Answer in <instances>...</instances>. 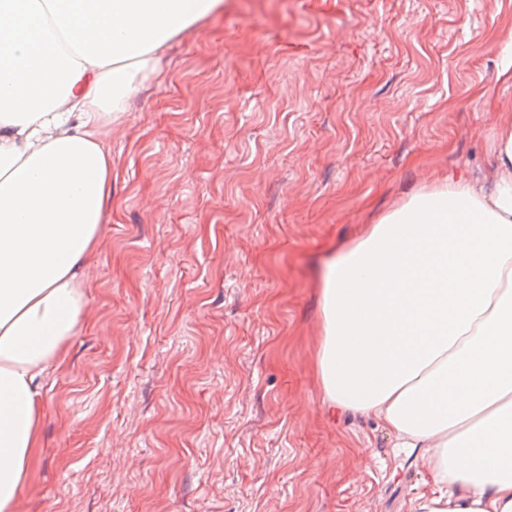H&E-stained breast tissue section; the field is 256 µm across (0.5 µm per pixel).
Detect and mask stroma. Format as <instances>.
I'll return each mask as SVG.
<instances>
[{
	"label": "stroma",
	"instance_id": "1",
	"mask_svg": "<svg viewBox=\"0 0 512 512\" xmlns=\"http://www.w3.org/2000/svg\"><path fill=\"white\" fill-rule=\"evenodd\" d=\"M511 40L512 0H224L176 38L106 134L112 222L14 512H408L420 460L322 412L320 269L490 179Z\"/></svg>",
	"mask_w": 512,
	"mask_h": 512
}]
</instances>
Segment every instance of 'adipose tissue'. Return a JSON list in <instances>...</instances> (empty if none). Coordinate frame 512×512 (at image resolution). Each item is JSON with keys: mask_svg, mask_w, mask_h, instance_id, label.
<instances>
[{"mask_svg": "<svg viewBox=\"0 0 512 512\" xmlns=\"http://www.w3.org/2000/svg\"><path fill=\"white\" fill-rule=\"evenodd\" d=\"M224 0H0V512L38 445L40 379L84 328L112 150L168 43ZM488 184L410 194L326 263L329 413L374 418L427 468L409 512H512V114Z\"/></svg>", "mask_w": 512, "mask_h": 512, "instance_id": "ef3b65f1", "label": "adipose tissue"}]
</instances>
